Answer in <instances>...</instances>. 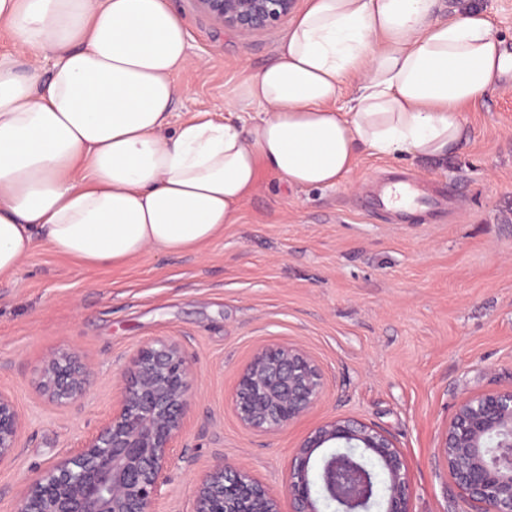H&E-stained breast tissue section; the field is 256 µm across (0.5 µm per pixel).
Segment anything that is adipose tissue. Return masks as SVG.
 <instances>
[{"label":"adipose tissue","instance_id":"adipose-tissue-1","mask_svg":"<svg viewBox=\"0 0 512 512\" xmlns=\"http://www.w3.org/2000/svg\"><path fill=\"white\" fill-rule=\"evenodd\" d=\"M437 9L307 0L242 86L263 116L245 123L231 102L223 121L174 125L190 55L169 0H0L21 49L0 55V278L40 241L88 267L199 251L237 223L263 168L313 189L362 151L448 157L507 55L484 11Z\"/></svg>","mask_w":512,"mask_h":512}]
</instances>
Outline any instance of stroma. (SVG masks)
<instances>
[{
	"label": "stroma",
	"mask_w": 512,
	"mask_h": 512,
	"mask_svg": "<svg viewBox=\"0 0 512 512\" xmlns=\"http://www.w3.org/2000/svg\"><path fill=\"white\" fill-rule=\"evenodd\" d=\"M192 65L173 77L174 108L224 117L288 26L225 29L193 0H171ZM467 139L442 159L360 153L323 189L261 170L238 223L199 253L148 252L120 267L85 268L45 245L0 279V390L20 411L21 446L0 467V512L23 481L78 449L112 411L138 350L182 342L195 398L173 444L158 512H192L217 456L282 493L288 461L324 421L347 417L389 432L411 469L412 512H464L437 450L462 398L512 386V73L465 112ZM412 172L450 190L443 221L376 216L362 202L382 171ZM304 348L319 365L320 402L272 435L244 428L229 395L257 348ZM67 352L93 381L76 405L39 389L50 357Z\"/></svg>",
	"instance_id": "35a3bbf8"
}]
</instances>
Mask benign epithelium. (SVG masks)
I'll return each mask as SVG.
<instances>
[{
	"label": "benign epithelium",
	"mask_w": 512,
	"mask_h": 512,
	"mask_svg": "<svg viewBox=\"0 0 512 512\" xmlns=\"http://www.w3.org/2000/svg\"><path fill=\"white\" fill-rule=\"evenodd\" d=\"M215 22L241 34L276 28L295 0H194ZM192 365L180 341L159 338L132 359L112 413L85 444L26 480L14 512H155L172 445L193 398ZM92 372L68 353L44 366L40 389L61 406L78 403ZM323 394L315 360L290 343L263 346L239 374L231 402L241 424L274 434L305 416ZM22 421L0 391V464L21 445ZM348 451L317 456L331 444ZM373 456L386 475L384 512H411L410 471L393 436L364 422L334 418L309 433L288 466L277 495L248 469L216 458L195 487L193 512H368L377 474L356 449ZM438 458L467 512H512V386L463 398L448 423Z\"/></svg>",
	"instance_id": "1"
}]
</instances>
